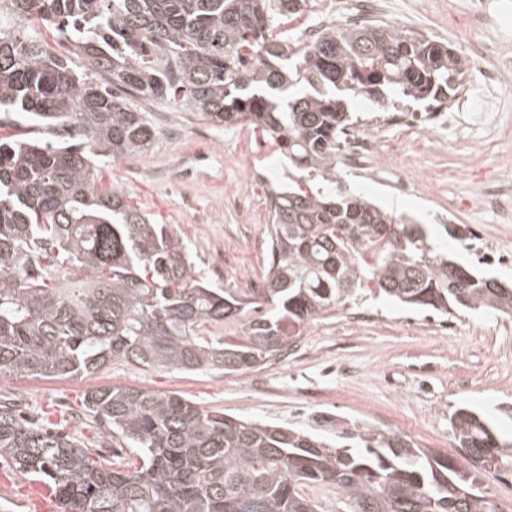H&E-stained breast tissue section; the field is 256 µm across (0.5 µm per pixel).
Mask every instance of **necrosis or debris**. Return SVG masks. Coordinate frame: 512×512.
Wrapping results in <instances>:
<instances>
[{
	"instance_id": "obj_1",
	"label": "necrosis or debris",
	"mask_w": 512,
	"mask_h": 512,
	"mask_svg": "<svg viewBox=\"0 0 512 512\" xmlns=\"http://www.w3.org/2000/svg\"><path fill=\"white\" fill-rule=\"evenodd\" d=\"M461 4L462 56L469 71L482 76L488 90L482 102H475L467 94L445 112H404L387 105L380 108L382 127H397L447 141L452 151L458 146V132L474 126L491 130L499 127L503 104L496 91L512 79V0H461ZM379 156L377 131L345 129L340 140L341 164L370 173L394 192L419 191V182L407 172L377 168Z\"/></svg>"
}]
</instances>
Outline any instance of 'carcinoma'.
<instances>
[{"mask_svg":"<svg viewBox=\"0 0 512 512\" xmlns=\"http://www.w3.org/2000/svg\"><path fill=\"white\" fill-rule=\"evenodd\" d=\"M304 0H0L38 20L89 71L37 38L0 29V112L61 125L80 143L0 137V375L72 378L113 360L154 370L248 371L276 360L331 307L372 283L406 307L512 316V293L436 251L410 224L336 184V142L353 124L340 93L438 104L465 65L431 36L374 20L334 26L295 63L288 30ZM178 100L215 126L272 135L288 157L274 191L265 286L247 297L191 270L186 247L99 185L100 159L145 153L146 113L110 91ZM233 324L241 341L207 327ZM89 426L122 440L134 467L90 452L0 400V459L48 485L63 512H320L303 493L333 485L350 512H497L484 461L512 471V436L478 413L450 417L462 464L397 435L356 445L204 411L179 394L89 391Z\"/></svg>","mask_w":512,"mask_h":512,"instance_id":"1","label":"carcinoma"}]
</instances>
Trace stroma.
Instances as JSON below:
<instances>
[{"label": "stroma", "instance_id": "stroma-1", "mask_svg": "<svg viewBox=\"0 0 512 512\" xmlns=\"http://www.w3.org/2000/svg\"><path fill=\"white\" fill-rule=\"evenodd\" d=\"M455 0H388L386 22L410 27L456 45L459 30L448 23ZM155 127L142 155L108 162L102 186L124 189L128 204L166 225L187 247L195 276L216 288H252L268 265L269 191L283 182L288 161L274 142L245 126L216 127L176 102L135 100ZM383 162H409L426 196H400L371 180L341 170L350 191L373 199L393 216L428 225L434 243L486 277L511 284L512 264L483 261L464 241L432 224L431 211L449 197L473 203L459 225L484 230L487 239L512 249V223L500 224L476 203L477 185L468 169L476 159L482 175L512 172V151L493 142L488 131H465L451 154L430 138L401 130L382 131ZM208 164L194 181L172 182L174 167L193 157ZM441 315L400 307L377 293L361 291L311 323L294 350L248 372L146 370L122 361L77 378L0 375V397L20 401L47 422L74 429L64 408L78 409L91 388L127 386L176 393L204 410L283 426L341 433L397 434L423 448L458 457L449 423L466 406L499 432L512 433V317L456 311L455 335L436 340ZM33 483L0 463V512H32Z\"/></svg>", "mask_w": 512, "mask_h": 512}]
</instances>
